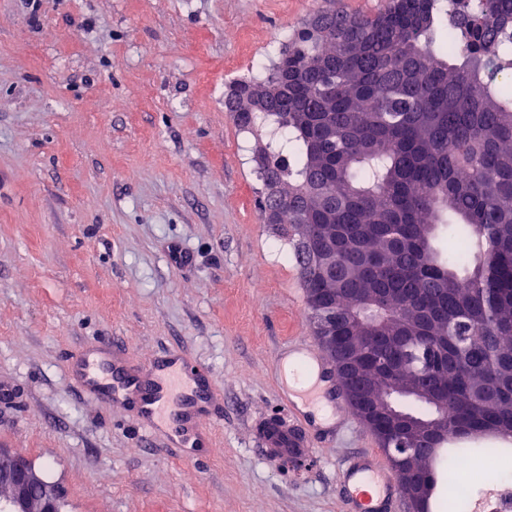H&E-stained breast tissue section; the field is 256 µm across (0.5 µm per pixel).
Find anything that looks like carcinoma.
Here are the masks:
<instances>
[{"label":"carcinoma","instance_id":"obj_1","mask_svg":"<svg viewBox=\"0 0 512 512\" xmlns=\"http://www.w3.org/2000/svg\"><path fill=\"white\" fill-rule=\"evenodd\" d=\"M512 0H388L379 13L317 17L281 44L276 66L234 82L224 107L262 132L253 157L259 208L310 225V247L336 226L330 310L375 317L376 391L423 377L446 400L448 433L512 429ZM279 86L263 112L255 87ZM464 249H444L433 228ZM478 340L458 356V336ZM448 337L447 375L419 356Z\"/></svg>","mask_w":512,"mask_h":512}]
</instances>
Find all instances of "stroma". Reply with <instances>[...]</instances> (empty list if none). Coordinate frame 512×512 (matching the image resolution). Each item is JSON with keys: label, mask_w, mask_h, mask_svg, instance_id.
I'll list each match as a JSON object with an SVG mask.
<instances>
[{"label": "stroma", "mask_w": 512, "mask_h": 512, "mask_svg": "<svg viewBox=\"0 0 512 512\" xmlns=\"http://www.w3.org/2000/svg\"><path fill=\"white\" fill-rule=\"evenodd\" d=\"M386 0H0V448L65 512H342L338 474L377 449L360 420L316 466L266 460L290 342L317 345L291 230L263 223L256 136L224 110L288 39ZM106 345L205 365L209 446L186 456L90 398L70 360Z\"/></svg>", "instance_id": "1"}]
</instances>
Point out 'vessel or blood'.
I'll list each match as a JSON object with an SVG mask.
<instances>
[{
	"label": "vessel or blood",
	"mask_w": 512,
	"mask_h": 512,
	"mask_svg": "<svg viewBox=\"0 0 512 512\" xmlns=\"http://www.w3.org/2000/svg\"><path fill=\"white\" fill-rule=\"evenodd\" d=\"M75 372L87 394L134 407L147 429L168 421L170 441L186 453L204 447L211 406L209 371L182 352L173 350L163 359L135 367L101 347L84 354ZM310 428V417L287 399L282 413L268 418L255 436L264 457L304 463L311 459L314 446ZM339 480L344 487V512H392L395 478L376 452L363 451L342 470Z\"/></svg>",
	"instance_id": "1"
}]
</instances>
